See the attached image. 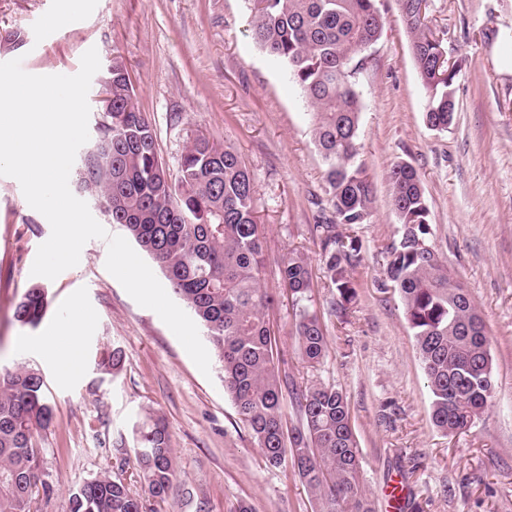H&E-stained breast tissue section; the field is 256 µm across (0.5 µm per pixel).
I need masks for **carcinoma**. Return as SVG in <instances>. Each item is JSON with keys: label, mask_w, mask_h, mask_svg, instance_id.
<instances>
[{"label": "carcinoma", "mask_w": 512, "mask_h": 512, "mask_svg": "<svg viewBox=\"0 0 512 512\" xmlns=\"http://www.w3.org/2000/svg\"><path fill=\"white\" fill-rule=\"evenodd\" d=\"M255 44L283 65L310 109L312 141L324 164L328 217L315 225L323 264L346 309L356 297L353 272L361 264L356 238L341 225L366 224L374 194L357 161L362 107L354 75L361 53L381 37L378 0H249ZM424 0H398L411 36V53L424 87V122L448 131L457 66L425 19ZM100 146L88 159L91 181L111 209L112 223L165 273L176 295L206 331L224 371V385L253 432L266 462L291 463L314 493L319 512H374L362 488V458L343 392L313 383L296 394L302 425L289 428L282 411L277 348L265 319L270 296L261 288L264 264L251 172L228 146L201 135L186 147L176 174L158 155L152 124L141 112L123 65L112 64V111ZM391 202L401 234L384 270L403 305L430 393V421L445 436L472 428L487 409L495 373L485 323L464 284L431 243L421 180L409 164L392 167ZM295 301L308 298L307 258L288 253L279 267ZM46 311L44 287L21 298L14 319L37 327ZM303 360L321 363L328 340L318 315L303 308L294 325ZM101 369L115 374L123 352H103ZM52 409L42 374L20 364L0 374V512H31L40 482L37 438ZM135 455L148 497L163 502L175 478L166 426L156 419L135 429ZM67 512H147L118 474L104 472L78 487Z\"/></svg>", "instance_id": "obj_1"}]
</instances>
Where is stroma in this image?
I'll list each match as a JSON object with an SVG mask.
<instances>
[{
    "label": "stroma",
    "instance_id": "obj_1",
    "mask_svg": "<svg viewBox=\"0 0 512 512\" xmlns=\"http://www.w3.org/2000/svg\"><path fill=\"white\" fill-rule=\"evenodd\" d=\"M64 0H0V47L35 75H73L89 48L100 69L88 93L89 136L101 134L100 98L113 62H121L139 108L151 121L159 156L177 172L189 141L204 135L231 147L255 177L264 268L262 288L280 369L288 387V425L300 415L295 392L313 382L336 387L350 403L362 456V482L376 512L402 487L401 512H512V0H429L428 23L458 62L456 114L445 132L423 118L425 90L397 0H380L384 30L355 75L363 106L358 162L374 188L373 214L352 236L363 261L357 296L345 312L320 260L314 232L326 205L324 166L313 145L298 87L250 36L245 0H83L67 21L43 18ZM407 163L427 199L432 244L469 290L485 322L496 377L491 404L471 430L445 436L432 428L430 396L397 293L384 285L389 247L399 236L390 169ZM51 234L19 182L0 176V373L23 361L45 380L52 423L38 439L47 489L31 512H65L70 493L106 472L123 470L143 494L133 427L166 423L177 477L156 512H317L314 495L291 466L266 465L250 428L224 389L218 357L202 374L152 310L139 306L106 270L107 243L93 239L77 266L45 280L48 308L37 328L13 311L35 284L30 271ZM308 256L309 306L320 317L328 351L316 367L301 359L297 312L279 277L290 251ZM88 326L66 360L36 342L76 312ZM26 346H18V339ZM120 348L116 375L101 373L104 349ZM128 453L116 458L113 441Z\"/></svg>",
    "mask_w": 512,
    "mask_h": 512
}]
</instances>
